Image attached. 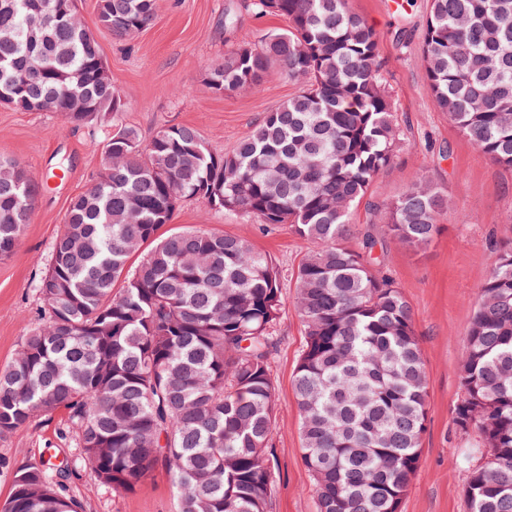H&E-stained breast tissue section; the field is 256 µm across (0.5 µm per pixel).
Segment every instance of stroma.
<instances>
[{
	"instance_id": "35a3bbf8",
	"label": "stroma",
	"mask_w": 512,
	"mask_h": 512,
	"mask_svg": "<svg viewBox=\"0 0 512 512\" xmlns=\"http://www.w3.org/2000/svg\"><path fill=\"white\" fill-rule=\"evenodd\" d=\"M247 0H160L148 29L119 40L96 25V0H81L80 17L94 28L113 85L125 109L124 125L149 141L165 125L195 127L216 153L233 145L297 86L274 75L251 89L218 94L207 84L211 67L227 48L257 43L286 29L277 15L259 16ZM350 11L377 31L383 77L401 130L400 148L359 205L354 222L373 220L372 209L395 198L418 177L448 194L444 227L426 247L412 250L385 242L380 274L392 278L413 308L428 381L427 422L420 469L400 512H465L466 443L452 422L462 393L460 347L477 305V290L489 274L493 249L512 247V169L494 163L465 138L436 105L421 58L427 0H347ZM104 130L75 125L53 112H19L0 106V158L20 161L40 192L19 246L0 259V368L42 324L39 284L49 268L72 197L102 166ZM165 232L194 230L249 240L281 273L284 313L272 363L276 387L272 512H316L312 478L302 462L300 416L293 376L305 345L295 310L292 274L310 250L288 225L260 229L239 211L219 210L198 200L183 202ZM76 442L64 412L36 418L0 436V504L12 491L14 469L49 456L76 458ZM82 512H175L176 491L165 467L129 493H115L89 471L78 470L67 485Z\"/></svg>"
}]
</instances>
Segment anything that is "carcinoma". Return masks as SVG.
Instances as JSON below:
<instances>
[{"label":"carcinoma","instance_id":"1","mask_svg":"<svg viewBox=\"0 0 512 512\" xmlns=\"http://www.w3.org/2000/svg\"><path fill=\"white\" fill-rule=\"evenodd\" d=\"M158 8L96 2L116 38L150 26ZM248 8L288 28L225 50L210 88L279 74L298 89L218 154L189 126L163 127L144 146L122 125L125 103L77 0H0V105L110 128L105 162L71 199L39 285L46 321L0 370V435L62 410L81 466L114 492L136 490L162 464L177 512H270L281 274L246 239L159 233L197 199L264 228L287 224L314 245L295 273L306 342L293 389L317 512H399L420 467L428 383L411 305L374 267L387 238L430 244L448 196L421 177L376 210L380 225L351 224L400 147L379 36L345 0ZM422 55L440 110L512 168V0H429ZM37 196L19 162L0 160V258L16 251ZM490 265L452 409L458 435L484 447L466 512H512V248ZM71 475L49 458L18 466L3 512H81L63 494Z\"/></svg>","mask_w":512,"mask_h":512}]
</instances>
